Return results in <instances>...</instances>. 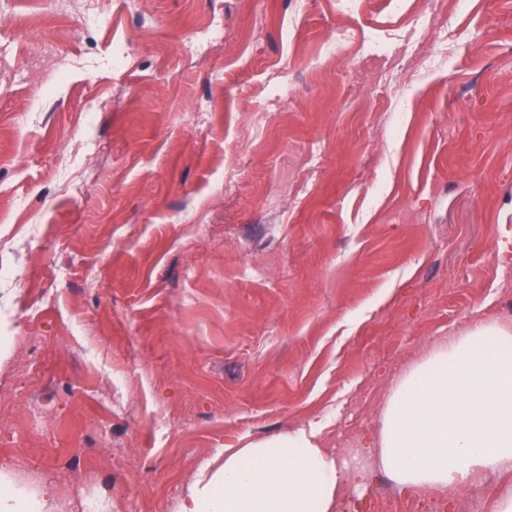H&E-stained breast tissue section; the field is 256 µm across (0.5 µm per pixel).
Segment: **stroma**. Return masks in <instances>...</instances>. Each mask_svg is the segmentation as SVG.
Segmentation results:
<instances>
[{"mask_svg":"<svg viewBox=\"0 0 512 512\" xmlns=\"http://www.w3.org/2000/svg\"><path fill=\"white\" fill-rule=\"evenodd\" d=\"M0 0V468L53 512H176L238 437L324 419L347 512L398 493L393 376L512 296V0ZM355 31L356 58L323 44Z\"/></svg>","mask_w":512,"mask_h":512,"instance_id":"1","label":"stroma"}]
</instances>
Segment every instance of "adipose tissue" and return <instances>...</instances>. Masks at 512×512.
<instances>
[{
    "mask_svg": "<svg viewBox=\"0 0 512 512\" xmlns=\"http://www.w3.org/2000/svg\"><path fill=\"white\" fill-rule=\"evenodd\" d=\"M325 422L226 446L176 512H334L344 473L321 446ZM400 492L445 489L480 471L512 472V328L475 319L396 375L374 442ZM0 512H53L49 488L0 468Z\"/></svg>",
    "mask_w": 512,
    "mask_h": 512,
    "instance_id": "obj_1",
    "label": "adipose tissue"
}]
</instances>
